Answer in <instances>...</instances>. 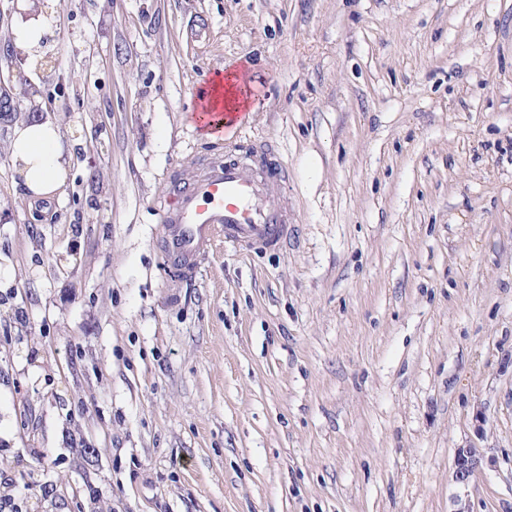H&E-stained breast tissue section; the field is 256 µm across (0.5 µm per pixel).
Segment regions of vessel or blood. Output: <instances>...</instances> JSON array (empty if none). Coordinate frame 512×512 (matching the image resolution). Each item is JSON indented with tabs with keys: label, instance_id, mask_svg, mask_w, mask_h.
Wrapping results in <instances>:
<instances>
[{
	"label": "vessel or blood",
	"instance_id": "b4317fda",
	"mask_svg": "<svg viewBox=\"0 0 512 512\" xmlns=\"http://www.w3.org/2000/svg\"><path fill=\"white\" fill-rule=\"evenodd\" d=\"M195 126L223 142V156L203 160L199 173L177 179L168 198L158 201L165 262L176 279L196 276L198 263L216 240L249 251L281 246L288 239L285 211L272 192L287 168L265 150L244 162L237 153L243 115L225 112L193 90Z\"/></svg>",
	"mask_w": 512,
	"mask_h": 512
}]
</instances>
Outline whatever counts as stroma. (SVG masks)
I'll return each mask as SVG.
<instances>
[{"label":"stroma","instance_id":"1","mask_svg":"<svg viewBox=\"0 0 512 512\" xmlns=\"http://www.w3.org/2000/svg\"><path fill=\"white\" fill-rule=\"evenodd\" d=\"M35 6L14 94L74 158L28 204L0 121V506L512 512V0ZM242 65L288 243L175 283L156 203ZM48 30L42 20L37 16L28 19L19 18L14 24L11 34L10 49L26 54L32 63H37L41 56L42 42ZM482 457L477 454L475 448L458 449L455 457V480L456 482L466 485L475 471L481 464Z\"/></svg>","mask_w":512,"mask_h":512}]
</instances>
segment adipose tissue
I'll return each instance as SVG.
<instances>
[{"label": "adipose tissue", "instance_id": "obj_1", "mask_svg": "<svg viewBox=\"0 0 512 512\" xmlns=\"http://www.w3.org/2000/svg\"><path fill=\"white\" fill-rule=\"evenodd\" d=\"M9 157L16 182L28 202L59 195L73 152L58 123L35 113L9 127Z\"/></svg>", "mask_w": 512, "mask_h": 512}]
</instances>
